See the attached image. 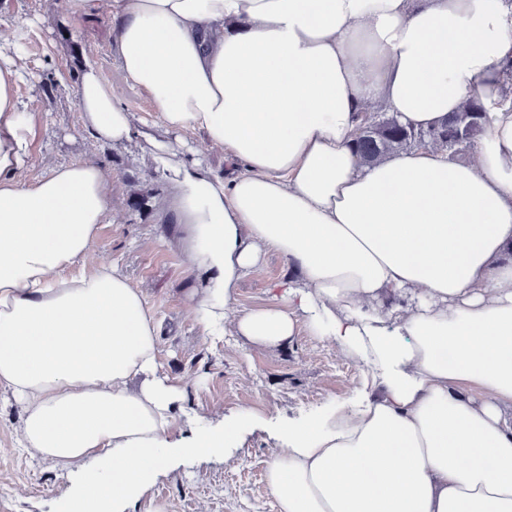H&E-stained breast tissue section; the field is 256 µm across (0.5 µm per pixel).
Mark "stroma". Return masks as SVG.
I'll return each mask as SVG.
<instances>
[{"mask_svg": "<svg viewBox=\"0 0 512 512\" xmlns=\"http://www.w3.org/2000/svg\"><path fill=\"white\" fill-rule=\"evenodd\" d=\"M1 27L15 29L29 42L18 93L42 119L34 170H41L43 158L49 157L59 163L95 160L108 173L114 220L102 225L99 245L106 259L120 262L161 323L160 371L186 392L185 406L176 416L178 435H190L202 415L217 422L247 408L254 417L231 457L203 456L159 472L133 512H278L265 480L276 448L274 424L351 397L364 365L304 329L272 352L251 349L236 336L217 343L203 336L189 298L203 277L186 262L180 225L161 220L173 196L169 177L158 170L143 143L112 147L94 139L66 91L72 72L89 62L120 104L147 121H158L153 103L125 79L112 57L111 17L94 11L71 17L61 0H0ZM52 82L57 85L53 91L48 88ZM137 189L148 196L140 212L127 205ZM287 273V262L268 253L241 281L239 309L266 303L272 283ZM21 415L20 406L0 401V512H65L67 481L51 465L17 448Z\"/></svg>", "mask_w": 512, "mask_h": 512, "instance_id": "1", "label": "stroma"}]
</instances>
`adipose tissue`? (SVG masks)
<instances>
[{"mask_svg":"<svg viewBox=\"0 0 512 512\" xmlns=\"http://www.w3.org/2000/svg\"><path fill=\"white\" fill-rule=\"evenodd\" d=\"M114 25L112 53L159 112L144 123L98 70L70 93L96 140L141 138L171 177L204 285V336L276 349L307 330L369 370L351 400L275 429L278 512H512V6L504 0H67ZM0 32V395L19 448L71 486L68 512H132L174 461L231 455L252 414L175 437L182 387L159 324L117 262L96 161L30 159L40 128ZM489 107L469 161L427 146L361 164L365 112L426 129L472 93ZM224 151L223 174L180 134ZM290 273L237 307L267 252Z\"/></svg>","mask_w":512,"mask_h":512,"instance_id":"obj_1","label":"adipose tissue"}]
</instances>
